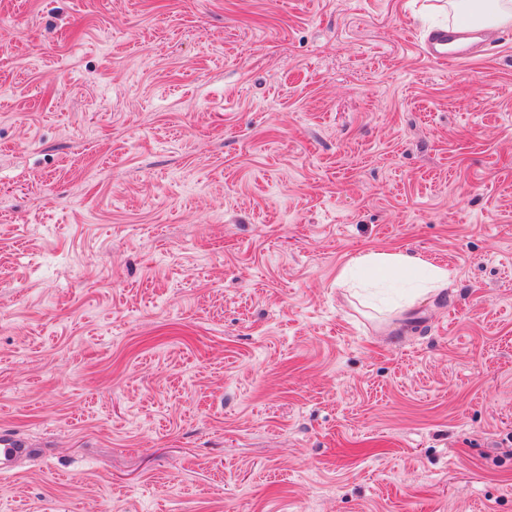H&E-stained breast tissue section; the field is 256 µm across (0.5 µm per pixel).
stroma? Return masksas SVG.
<instances>
[{"instance_id":"35a3bbf8","label":"stroma","mask_w":512,"mask_h":512,"mask_svg":"<svg viewBox=\"0 0 512 512\" xmlns=\"http://www.w3.org/2000/svg\"><path fill=\"white\" fill-rule=\"evenodd\" d=\"M447 20L0 0V512H512V28ZM472 32L461 29L458 25H448V27L436 29L429 34L422 45V52L433 61L466 62L469 59L467 51L463 49L456 53H448V44L463 41ZM355 269L387 273L400 272L402 274L411 272L414 274L417 271H421L422 276L412 280L414 295L407 305L413 304L420 297L430 293H437L448 286V269L426 263L404 253L374 251L361 253L341 270L337 278L339 287L349 288V290L353 288H355L353 290H363V288H366L363 284L357 283L352 279L351 272ZM33 454V445L16 433L0 432V472L12 470L18 462Z\"/></svg>"}]
</instances>
